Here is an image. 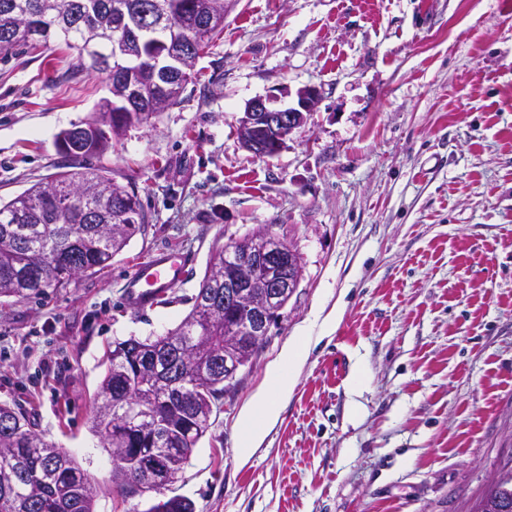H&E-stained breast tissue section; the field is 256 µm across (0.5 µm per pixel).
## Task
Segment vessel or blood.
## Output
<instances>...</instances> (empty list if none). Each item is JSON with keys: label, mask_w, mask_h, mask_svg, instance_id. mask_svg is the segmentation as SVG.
Segmentation results:
<instances>
[{"label": "vessel or blood", "mask_w": 512, "mask_h": 512, "mask_svg": "<svg viewBox=\"0 0 512 512\" xmlns=\"http://www.w3.org/2000/svg\"><path fill=\"white\" fill-rule=\"evenodd\" d=\"M183 257L162 251L136 266L125 285L128 300L138 306L151 304L182 278Z\"/></svg>", "instance_id": "vessel-or-blood-1"}]
</instances>
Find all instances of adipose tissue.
I'll list each match as a JSON object with an SVG mask.
<instances>
[{
  "label": "adipose tissue",
  "instance_id": "1",
  "mask_svg": "<svg viewBox=\"0 0 512 512\" xmlns=\"http://www.w3.org/2000/svg\"><path fill=\"white\" fill-rule=\"evenodd\" d=\"M312 341V336L306 335L286 345L277 363L268 369L263 384L241 411L239 424L242 435L238 443L241 456L250 455L261 443L267 427L277 421L279 400L294 388L296 374L307 359Z\"/></svg>",
  "mask_w": 512,
  "mask_h": 512
}]
</instances>
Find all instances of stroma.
<instances>
[{
  "label": "stroma",
  "mask_w": 512,
  "mask_h": 512,
  "mask_svg": "<svg viewBox=\"0 0 512 512\" xmlns=\"http://www.w3.org/2000/svg\"><path fill=\"white\" fill-rule=\"evenodd\" d=\"M63 42L0 51V198L58 172L56 136L109 95ZM178 102L101 158L148 217L104 276L0 305V403L103 485L97 512H476L512 473V0H224V29ZM319 101L277 155L238 126L249 102ZM300 284L215 409L181 477L129 497L90 418L106 352L177 326L213 247L260 227ZM186 259L149 306L123 284ZM296 384L248 459L237 420L316 316ZM361 376L353 390V376Z\"/></svg>",
  "instance_id": "35a3bbf8"
}]
</instances>
